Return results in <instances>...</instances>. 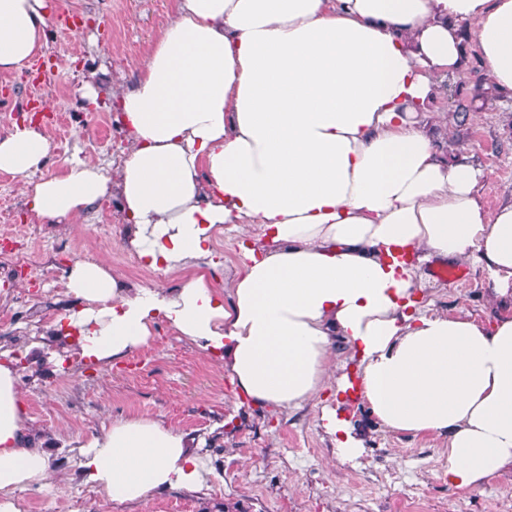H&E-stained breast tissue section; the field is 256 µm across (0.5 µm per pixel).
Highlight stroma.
Instances as JSON below:
<instances>
[{
	"label": "stroma",
	"instance_id": "35a3bbf8",
	"mask_svg": "<svg viewBox=\"0 0 512 512\" xmlns=\"http://www.w3.org/2000/svg\"><path fill=\"white\" fill-rule=\"evenodd\" d=\"M174 0H61L69 27L51 24L50 52L21 71L0 74V137L21 114L41 113L37 125L51 143L42 175L57 173L63 160L80 154L116 173L112 157L111 92L132 84L135 64L173 14ZM479 56L466 48L456 80L460 100L472 115L465 126H430L445 156L470 155L480 167L483 204L495 209L512 199V96L473 100L472 66ZM112 71L100 89L99 105L87 108L81 86L91 68ZM26 178L0 172V225L28 223L33 260L53 270L24 308L17 294L30 292L25 277L0 269V351L18 364L19 384L31 430L51 454L53 479L20 492L23 512H512V475L478 490L452 489L440 480L445 443L430 435L412 437L375 424L368 407L354 418L366 437L363 454L341 460L320 425L321 409L334 403L332 390L294 409L261 407L237 389L219 356L206 352L158 323L148 343L96 368L73 359L61 365L49 327L76 301L63 286L75 262H103L138 288L180 287L204 276L217 290L229 288L244 260L241 246L258 232L254 224H227L211 253L194 266L160 271L124 247V226L114 198L94 205L77 224L31 222ZM463 286L435 280L437 310L464 311L484 324L512 312V298L498 302L479 267L464 264ZM148 416L202 440V489L172 488L151 500L122 503L103 499L84 484L78 447L103 426Z\"/></svg>",
	"mask_w": 512,
	"mask_h": 512
}]
</instances>
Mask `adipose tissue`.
Wrapping results in <instances>:
<instances>
[{"label":"adipose tissue","mask_w":512,"mask_h":512,"mask_svg":"<svg viewBox=\"0 0 512 512\" xmlns=\"http://www.w3.org/2000/svg\"><path fill=\"white\" fill-rule=\"evenodd\" d=\"M50 0H0V73L48 48ZM477 46L490 82L512 93V0H175L174 17L116 96L129 155L117 176L72 156L27 192L40 220L68 224L114 195L125 245L151 267L210 253L225 224L261 229L229 295L204 277L135 288L77 262L79 302L52 332L78 360L107 365L145 345L157 320L220 355L254 404L295 408L328 386L358 393L388 430L448 444L441 477L476 490L512 469V316L484 326L431 311L422 263L478 262L512 294V201L487 211L478 172L436 153L428 102ZM50 143L18 125L0 171L40 170ZM356 375L332 362L335 342ZM15 366L0 362V512L45 485ZM340 457L361 430L321 410ZM198 441L149 417L112 422L79 449L85 481L139 503L204 484Z\"/></svg>","instance_id":"1"}]
</instances>
